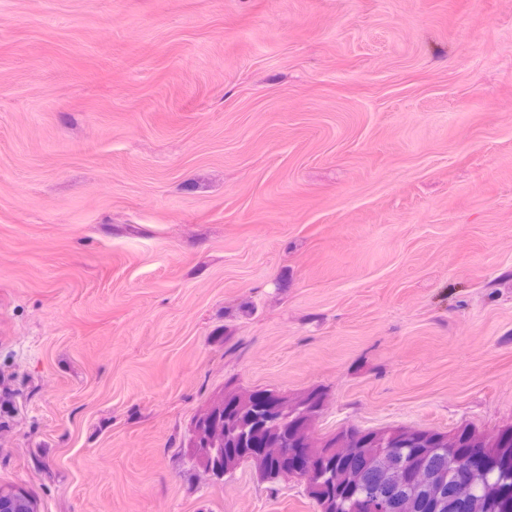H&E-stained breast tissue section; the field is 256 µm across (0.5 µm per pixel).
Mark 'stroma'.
Here are the masks:
<instances>
[{
  "mask_svg": "<svg viewBox=\"0 0 512 512\" xmlns=\"http://www.w3.org/2000/svg\"><path fill=\"white\" fill-rule=\"evenodd\" d=\"M512 425V0H0V484L38 512H319L189 452Z\"/></svg>",
  "mask_w": 512,
  "mask_h": 512,
  "instance_id": "obj_1",
  "label": "stroma"
}]
</instances>
